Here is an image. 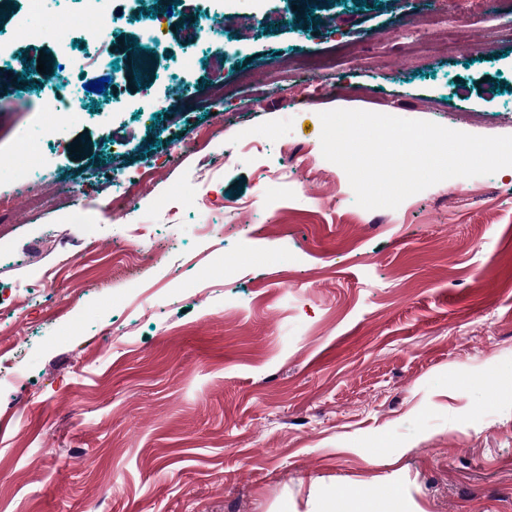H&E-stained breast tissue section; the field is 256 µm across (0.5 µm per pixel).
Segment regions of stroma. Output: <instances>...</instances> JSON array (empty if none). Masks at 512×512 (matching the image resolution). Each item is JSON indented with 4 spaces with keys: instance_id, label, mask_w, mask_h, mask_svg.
<instances>
[{
    "instance_id": "obj_1",
    "label": "stroma",
    "mask_w": 512,
    "mask_h": 512,
    "mask_svg": "<svg viewBox=\"0 0 512 512\" xmlns=\"http://www.w3.org/2000/svg\"><path fill=\"white\" fill-rule=\"evenodd\" d=\"M161 6L112 0L55 141L70 59L13 27L82 5L0 0V512H512V167L367 210L319 117L512 135V0H186L193 51ZM49 109L53 112L54 119L45 128V135L54 139L61 138L68 127L80 117V112H76L70 102L67 104L51 103Z\"/></svg>"
}]
</instances>
